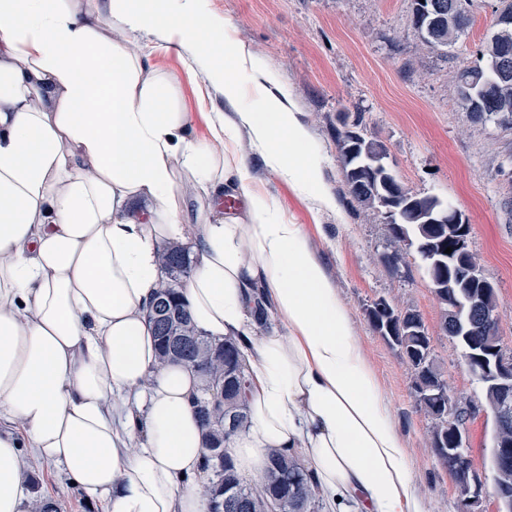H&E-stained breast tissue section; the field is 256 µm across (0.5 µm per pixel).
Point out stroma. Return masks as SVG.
Masks as SVG:
<instances>
[{
	"label": "stroma",
	"instance_id": "stroma-1",
	"mask_svg": "<svg viewBox=\"0 0 512 512\" xmlns=\"http://www.w3.org/2000/svg\"><path fill=\"white\" fill-rule=\"evenodd\" d=\"M163 0H147L146 23L131 39L148 71L177 79V105L189 118L192 139L222 155L212 129L237 122L224 87L208 82L197 49L171 40L153 17ZM499 0H475L466 37L447 50L427 47L412 24L411 0H202V17L223 25L252 63L243 81L268 75L280 98L308 133L306 152L320 167L322 191L336 200L322 208L269 170L247 128L235 150L250 171L252 189L276 198L289 223L299 225L321 260L352 323L362 354L378 379L405 448L416 493L428 512H463V496L430 444L431 420L417 403L414 371L396 346L374 333L367 310L385 298L396 310L418 311L431 337V357L458 405L473 472L482 483L484 512H498L490 464L493 416L483 386L460 358L458 341L440 324V304L414 249L398 267L381 260L386 223L378 212L353 207L342 183L335 131L342 113L363 119L366 137L381 141L397 179L411 193L452 203L470 226V248L497 292L503 351L512 356V126L472 121L458 101L455 73L476 58L493 30ZM38 491L56 512H93L81 492L51 465H31Z\"/></svg>",
	"mask_w": 512,
	"mask_h": 512
}]
</instances>
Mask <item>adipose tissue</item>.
I'll return each mask as SVG.
<instances>
[{
  "label": "adipose tissue",
  "instance_id": "1",
  "mask_svg": "<svg viewBox=\"0 0 512 512\" xmlns=\"http://www.w3.org/2000/svg\"><path fill=\"white\" fill-rule=\"evenodd\" d=\"M200 0L156 21L194 43L208 81L239 105L264 164L303 192L320 175L306 131ZM0 0V512H27L25 455L63 468L103 512H207L198 481L201 374L157 368L148 318L166 241L189 246L180 293L199 332L235 338L251 373L249 419L228 448L262 475L269 449L303 454L342 512H427L380 385L336 290L278 201L256 192L221 123L217 158L175 110V79L104 42L94 0ZM239 211L183 221L175 170Z\"/></svg>",
  "mask_w": 512,
  "mask_h": 512
}]
</instances>
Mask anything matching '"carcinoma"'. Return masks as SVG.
I'll return each mask as SVG.
<instances>
[{
    "label": "carcinoma",
    "instance_id": "1",
    "mask_svg": "<svg viewBox=\"0 0 512 512\" xmlns=\"http://www.w3.org/2000/svg\"><path fill=\"white\" fill-rule=\"evenodd\" d=\"M468 32L457 21L445 22L440 30L420 32L424 43L441 50L456 43ZM505 48L512 50V29L499 32L494 40H486L478 50V59L472 65H463L455 73V81L465 75H477L482 86L487 89V103L482 109H472L459 99L461 108L477 121H486L498 115L504 103L512 107V77L502 80L496 71V60L501 58ZM361 117L352 122L342 121L336 129V148L342 160V178L346 193L365 210H384L388 241L391 250L381 255L388 266L395 267L402 260V252L413 247L419 255L435 257L438 250L448 246V240L456 234L457 227L448 220L438 219L439 200L431 196H417L386 187L384 178L375 168V162L369 157H361L356 149L360 136ZM184 264L180 277L191 271L189 259L181 260L174 245L166 243L157 250V264L161 271V280L155 296V305L150 313L156 336L158 337L157 366L169 363L163 353L164 327L157 318L158 311L165 310L174 317L180 331L194 336L198 345L189 350L184 362L197 363L204 373V386L201 395L194 400L201 426L204 430V456L202 474L206 479L203 492L208 498V507L220 509L227 495L242 498L245 508L239 512H267L268 504L274 500L281 502L282 512H312L316 503L315 490L305 466L295 455L279 450L269 453L263 475L246 482L236 469L227 453L226 443L235 434L243 431L248 423V387L249 370L244 364L239 344L232 338L216 343L200 335L192 321L190 312L181 301L178 288L180 282L174 281L167 271ZM433 272L436 278H445L439 286H433L434 293L442 309V329L456 338L461 350L466 354L484 348L501 347L497 320L487 322L478 313L464 315L456 322L448 321V299L453 294L464 295L465 288L448 287V263L425 266V272ZM392 309L387 300L373 302L368 309V323L371 329L382 338L397 346L414 369V392L420 408L431 417L434 426L431 431V446L439 461L448 470L455 481H463L461 462L455 449L451 448V432L444 415L448 413L451 397L448 385L434 365L430 352V336L427 329H421L417 336H396L394 331L399 325L408 328L414 322L422 321L420 314L413 310L404 312L402 323L388 326V310ZM224 389V403L216 405L212 412L204 410V401L212 389ZM236 419V428L227 429L226 419ZM512 444V427L504 426L494 419L491 458L506 451L512 454V447L503 449V445ZM497 496L512 500V470L495 476Z\"/></svg>",
    "mask_w": 512,
    "mask_h": 512
}]
</instances>
